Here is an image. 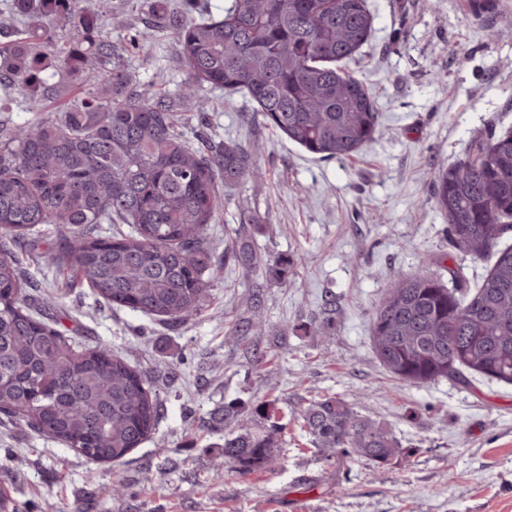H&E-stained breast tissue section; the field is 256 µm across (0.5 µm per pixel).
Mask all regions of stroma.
<instances>
[{
  "mask_svg": "<svg viewBox=\"0 0 512 512\" xmlns=\"http://www.w3.org/2000/svg\"><path fill=\"white\" fill-rule=\"evenodd\" d=\"M372 32L347 69L383 114L375 141L323 159L288 141L242 95L203 87L207 112L183 100L179 49L161 31L124 56L130 89L160 87L188 140L248 148L257 177L221 185L209 227L220 278L206 308L174 328L164 318L107 304L90 288L22 255L31 295L56 301L66 335L102 341L141 371L164 404L150 437L119 465L96 464L57 441L0 423V512H512V384L470 371L414 386L389 373L372 345L373 313L395 272L460 269L468 286L492 258L456 252L433 198L440 169L471 144L512 132V37L489 28L512 17L495 0L475 17L469 0H368ZM269 258L311 252L277 282L226 260L239 240ZM451 254L446 267L436 259ZM261 311L263 331L240 344L230 322ZM262 364H255V355ZM336 395L383 424L401 450L383 466L359 456L325 460L301 429L304 403ZM273 403L285 430L274 468L239 475L223 464L225 400ZM121 479L123 500L109 485Z\"/></svg>",
  "mask_w": 512,
  "mask_h": 512,
  "instance_id": "1",
  "label": "stroma"
}]
</instances>
